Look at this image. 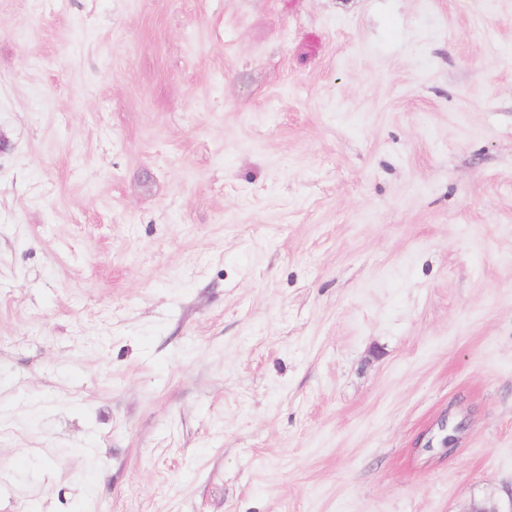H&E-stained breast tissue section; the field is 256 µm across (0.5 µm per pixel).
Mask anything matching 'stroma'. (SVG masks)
Listing matches in <instances>:
<instances>
[{
  "label": "stroma",
  "instance_id": "1",
  "mask_svg": "<svg viewBox=\"0 0 512 512\" xmlns=\"http://www.w3.org/2000/svg\"><path fill=\"white\" fill-rule=\"evenodd\" d=\"M484 497L512 0H0V512Z\"/></svg>",
  "mask_w": 512,
  "mask_h": 512
}]
</instances>
